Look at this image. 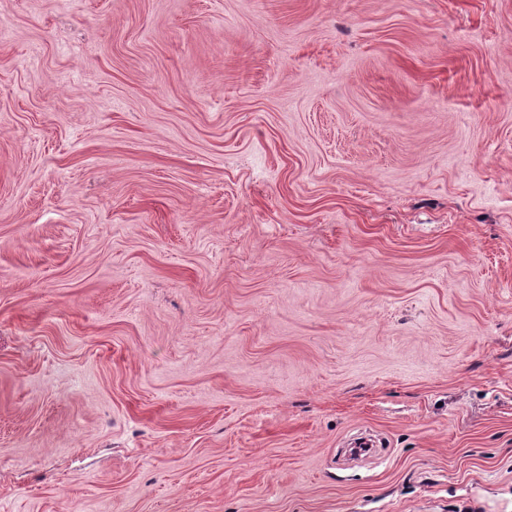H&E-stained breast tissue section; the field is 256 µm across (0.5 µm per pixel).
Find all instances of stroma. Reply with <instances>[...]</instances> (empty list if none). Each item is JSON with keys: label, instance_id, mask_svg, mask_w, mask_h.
I'll return each instance as SVG.
<instances>
[{"label": "stroma", "instance_id": "1", "mask_svg": "<svg viewBox=\"0 0 512 512\" xmlns=\"http://www.w3.org/2000/svg\"><path fill=\"white\" fill-rule=\"evenodd\" d=\"M0 512H512V0H0Z\"/></svg>", "mask_w": 512, "mask_h": 512}]
</instances>
